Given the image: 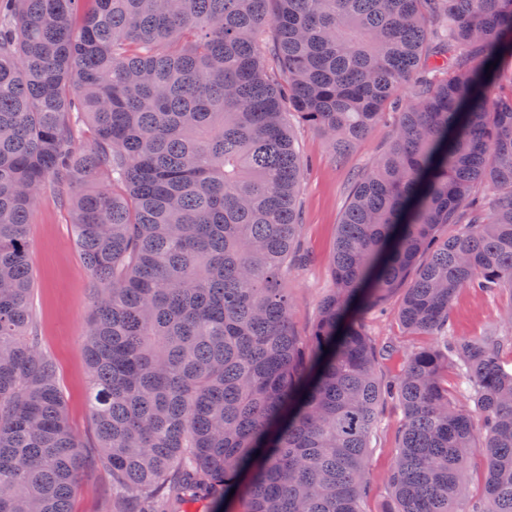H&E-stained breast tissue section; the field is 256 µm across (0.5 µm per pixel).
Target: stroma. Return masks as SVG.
<instances>
[{"label":"stroma","instance_id":"35a3bbf8","mask_svg":"<svg viewBox=\"0 0 512 512\" xmlns=\"http://www.w3.org/2000/svg\"><path fill=\"white\" fill-rule=\"evenodd\" d=\"M397 121L394 109L385 108L365 139L340 158L316 128L295 117L290 120L305 167L299 200L300 258L291 265L282 285L288 290L299 336H310L320 304L333 286L330 259L354 179L385 152ZM72 220L64 197L53 187H46L29 221L34 276L31 310L41 349L55 363L70 427L88 460L77 478L71 509L98 512L111 493L112 484L100 461L86 403L90 373L83 348L97 297ZM403 296V291L394 292L382 311L367 313L362 319L363 328L376 347H393L402 358L433 343L431 337L412 334L404 325L400 316ZM511 306V292L462 289L450 305L447 334L452 338H473L495 331L510 337L512 327L505 324L504 318ZM403 417L397 402L388 400L378 408L368 450L362 512H388L392 500L389 475L397 456Z\"/></svg>","mask_w":512,"mask_h":512}]
</instances>
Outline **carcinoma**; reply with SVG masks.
I'll return each mask as SVG.
<instances>
[{"instance_id": "cac0c4a2", "label": "carcinoma", "mask_w": 512, "mask_h": 512, "mask_svg": "<svg viewBox=\"0 0 512 512\" xmlns=\"http://www.w3.org/2000/svg\"><path fill=\"white\" fill-rule=\"evenodd\" d=\"M406 85L305 340L281 288L303 169L287 115L343 152ZM82 116L93 147L75 151ZM49 181L99 293V512L231 492L246 512H362L375 365L395 350L361 318L400 288L404 324L439 341L389 386L390 512H464L474 457L486 512H512L509 340H440L460 289L512 292V0H0V512H71L86 466L31 321L28 226Z\"/></svg>"}]
</instances>
